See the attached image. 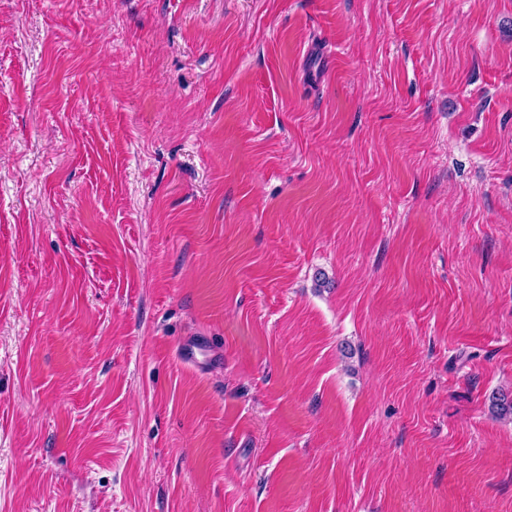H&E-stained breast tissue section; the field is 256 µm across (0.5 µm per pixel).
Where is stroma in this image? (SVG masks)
Instances as JSON below:
<instances>
[{"label": "stroma", "instance_id": "obj_1", "mask_svg": "<svg viewBox=\"0 0 512 512\" xmlns=\"http://www.w3.org/2000/svg\"><path fill=\"white\" fill-rule=\"evenodd\" d=\"M496 392L512 0H0V512H512Z\"/></svg>", "mask_w": 512, "mask_h": 512}]
</instances>
